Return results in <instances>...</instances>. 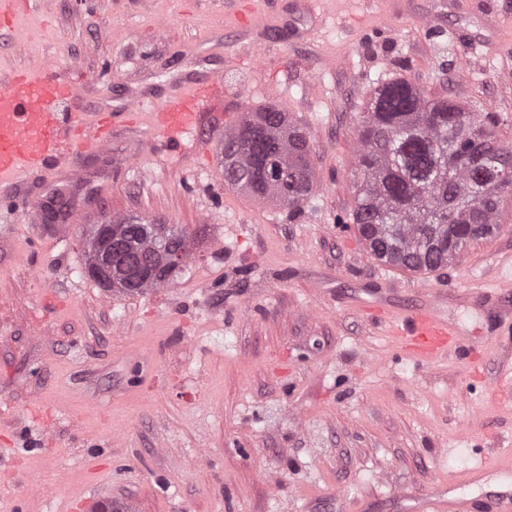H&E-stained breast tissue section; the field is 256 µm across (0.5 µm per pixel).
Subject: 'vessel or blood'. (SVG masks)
<instances>
[{"mask_svg": "<svg viewBox=\"0 0 512 512\" xmlns=\"http://www.w3.org/2000/svg\"><path fill=\"white\" fill-rule=\"evenodd\" d=\"M224 98V80L204 67L162 98L116 99L86 113L79 88L47 61L0 62V211L16 214L33 204L22 191L24 176L58 167L81 170L92 155L108 150L117 126L138 122L144 142L154 145L193 128L205 126L208 111ZM354 305L389 337L394 349L417 365H433L462 348L461 332L448 318V293L423 289L408 304L395 305L375 297L355 296ZM501 478L487 491L488 512H512V448H501L468 471L465 482L488 472ZM477 503L451 496L439 485L418 497L415 512H476Z\"/></svg>", "mask_w": 512, "mask_h": 512, "instance_id": "1", "label": "vessel or blood"}]
</instances>
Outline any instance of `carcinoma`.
Masks as SVG:
<instances>
[{
  "label": "carcinoma",
  "mask_w": 512,
  "mask_h": 512,
  "mask_svg": "<svg viewBox=\"0 0 512 512\" xmlns=\"http://www.w3.org/2000/svg\"><path fill=\"white\" fill-rule=\"evenodd\" d=\"M445 97H433L404 78L374 89L358 118L354 206L358 226L378 261L428 274L448 266L463 245L500 226V201L512 194V147L495 137V116L478 114ZM224 183L259 200H272L288 215L302 214L313 190L306 133L275 106L249 109L225 130ZM112 233L137 254L163 260V237L183 253V263L160 279L129 287L138 294L174 281L190 258L194 235L183 227L142 217L108 219Z\"/></svg>",
  "instance_id": "cac0c4a2"
}]
</instances>
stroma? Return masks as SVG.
<instances>
[{"instance_id": "35a3bbf8", "label": "stroma", "mask_w": 512, "mask_h": 512, "mask_svg": "<svg viewBox=\"0 0 512 512\" xmlns=\"http://www.w3.org/2000/svg\"><path fill=\"white\" fill-rule=\"evenodd\" d=\"M290 2L237 29L221 0H54L0 28L1 60L109 67L90 110L165 93L206 44L224 78L211 122L278 106L307 134L313 180L288 219L225 185L217 144L187 168L204 128L157 154L122 129L82 171L30 178L37 200L64 192L81 217H0V458L17 476L0 512H83L84 495L129 512H351L356 498L392 512L512 439V402L485 401L512 370L493 333L512 307L470 296L507 274L512 195L494 234L430 274L375 260L346 221L358 114L387 80L483 104L512 142V0ZM129 214L196 232L171 284L133 295L84 275L90 225ZM357 288L398 302L448 289L466 354L426 369L394 354L351 307Z\"/></svg>"}]
</instances>
